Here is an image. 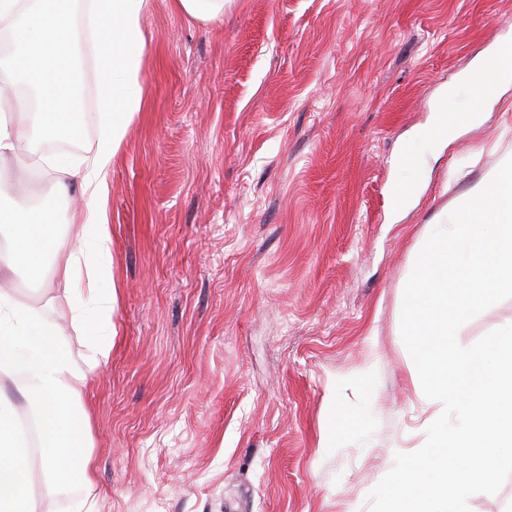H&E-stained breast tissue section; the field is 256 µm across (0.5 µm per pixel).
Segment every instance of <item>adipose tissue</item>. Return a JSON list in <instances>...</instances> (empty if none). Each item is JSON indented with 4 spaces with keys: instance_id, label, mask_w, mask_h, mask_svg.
Here are the masks:
<instances>
[{
    "instance_id": "obj_1",
    "label": "adipose tissue",
    "mask_w": 512,
    "mask_h": 512,
    "mask_svg": "<svg viewBox=\"0 0 512 512\" xmlns=\"http://www.w3.org/2000/svg\"><path fill=\"white\" fill-rule=\"evenodd\" d=\"M75 0H0V30L12 50L0 64V99L14 101L15 119L0 121V159L32 152L34 140L82 137L79 89L63 72L75 47ZM148 0H84L85 26L98 59L95 92L100 129L79 156H41L52 189L67 195L77 183L85 201L81 226L64 263L55 265L57 302L86 336V354L74 360L56 325L20 304L0 286V382H13L38 424L31 451L10 397L0 390V512H43L30 475L39 470L49 494L65 493L74 480L93 486L86 449L89 416L80 402L88 373L106 365L112 344L100 328L112 327L118 294L112 281V237L106 221L112 159L141 107L142 60L147 37L142 17ZM0 267L42 269L56 243V227L24 198L0 205ZM98 317L90 319L88 307Z\"/></svg>"
}]
</instances>
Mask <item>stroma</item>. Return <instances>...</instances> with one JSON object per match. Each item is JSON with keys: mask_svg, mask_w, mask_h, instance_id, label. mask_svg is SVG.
<instances>
[{"mask_svg": "<svg viewBox=\"0 0 512 512\" xmlns=\"http://www.w3.org/2000/svg\"><path fill=\"white\" fill-rule=\"evenodd\" d=\"M143 103L112 161L117 334L82 391L97 512H369L368 496L426 440L400 333L426 224L512 156V81L446 142L432 104L477 96L461 73L512 44V0H235L220 24L149 0ZM83 61V137L0 161V180L57 226L49 266L0 271L18 301L84 338L52 305L79 207L50 195L41 154L98 134ZM414 141L425 168L398 166ZM423 192L396 211L398 181ZM512 321V298L466 322L463 345ZM373 376H366L368 365ZM338 385L339 445L321 434Z\"/></svg>", "mask_w": 512, "mask_h": 512, "instance_id": "1", "label": "stroma"}]
</instances>
